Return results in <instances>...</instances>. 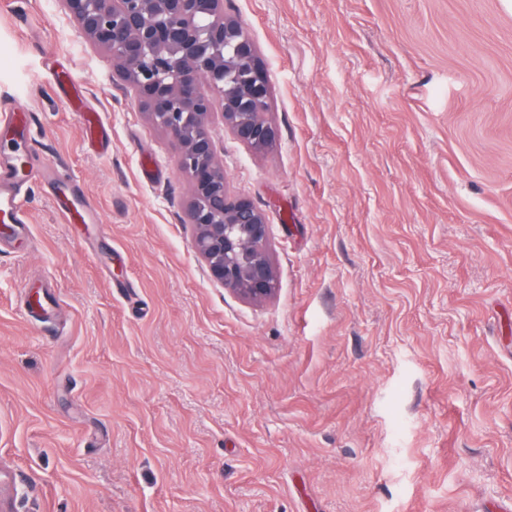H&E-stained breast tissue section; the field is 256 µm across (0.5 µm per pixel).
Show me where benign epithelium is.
<instances>
[{"label": "benign epithelium", "mask_w": 512, "mask_h": 512, "mask_svg": "<svg viewBox=\"0 0 512 512\" xmlns=\"http://www.w3.org/2000/svg\"><path fill=\"white\" fill-rule=\"evenodd\" d=\"M77 32L108 52L142 111L178 144L177 169L192 187V244L211 277L256 304L276 293L265 214L232 195L216 159L211 120L241 143L277 139L266 117L271 81L257 45L224 12V0H61Z\"/></svg>", "instance_id": "7a95c632"}]
</instances>
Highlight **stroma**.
<instances>
[{"instance_id":"1","label":"stroma","mask_w":512,"mask_h":512,"mask_svg":"<svg viewBox=\"0 0 512 512\" xmlns=\"http://www.w3.org/2000/svg\"><path fill=\"white\" fill-rule=\"evenodd\" d=\"M224 8L278 131L213 119L269 224L262 305L195 254L177 146L111 56L60 0H0V108L38 126L0 156L64 184L19 174L0 242L11 512H512V0ZM0 222L11 225V232H16V225L26 224L24 200L13 188H6L3 192L0 188Z\"/></svg>"}]
</instances>
